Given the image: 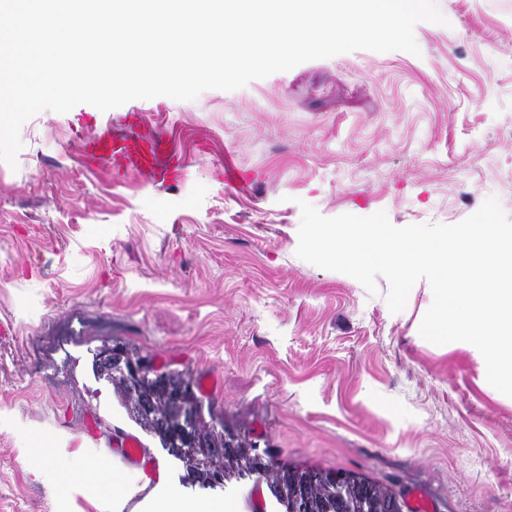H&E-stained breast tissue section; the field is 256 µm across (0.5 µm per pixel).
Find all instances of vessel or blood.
<instances>
[{"mask_svg": "<svg viewBox=\"0 0 512 512\" xmlns=\"http://www.w3.org/2000/svg\"><path fill=\"white\" fill-rule=\"evenodd\" d=\"M126 125L134 127L131 135H118L105 130L93 140L79 146L82 163L88 166L107 161L115 169L136 168L148 175L151 182L161 185L174 184L182 180L185 160L176 152L165 151L163 141L155 128L148 124L143 115L129 112L124 116ZM83 440L93 447H104L111 456L120 458L125 464L136 467L145 477H153L155 465L135 447L130 435L99 440L91 428L81 432Z\"/></svg>", "mask_w": 512, "mask_h": 512, "instance_id": "vessel-or-blood-1", "label": "vessel or blood"}]
</instances>
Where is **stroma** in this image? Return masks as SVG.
I'll list each match as a JSON object with an SVG mask.
<instances>
[{
  "mask_svg": "<svg viewBox=\"0 0 512 512\" xmlns=\"http://www.w3.org/2000/svg\"><path fill=\"white\" fill-rule=\"evenodd\" d=\"M419 54L356 50L191 101L80 104L21 127L0 162V512H145L155 493L264 512L262 479L230 493L181 463L95 379L117 342L218 385L214 417L273 462L341 469L422 493L432 512H512V401L477 364L419 334L433 295L391 313L354 278L295 254L301 203L385 211L397 227L458 223L497 197L512 217V0H437ZM142 113L188 162L161 187L73 146ZM249 184L224 183L225 164ZM139 438L153 479L76 439ZM131 486L116 506L93 473Z\"/></svg>",
  "mask_w": 512,
  "mask_h": 512,
  "instance_id": "obj_1",
  "label": "stroma"
}]
</instances>
